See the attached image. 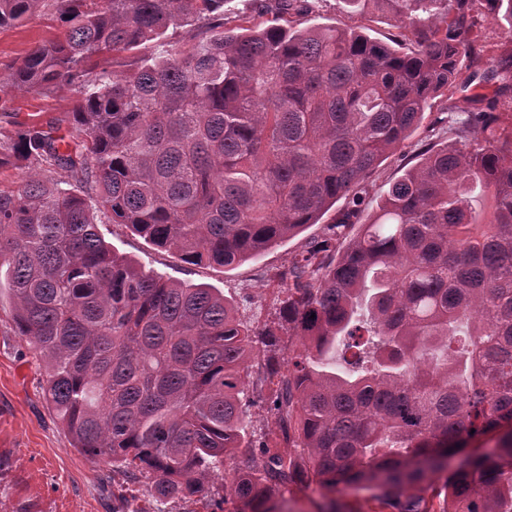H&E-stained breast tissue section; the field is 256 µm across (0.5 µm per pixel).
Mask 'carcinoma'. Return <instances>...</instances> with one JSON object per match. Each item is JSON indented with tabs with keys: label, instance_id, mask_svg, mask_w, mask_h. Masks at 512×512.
<instances>
[{
	"label": "carcinoma",
	"instance_id": "obj_1",
	"mask_svg": "<svg viewBox=\"0 0 512 512\" xmlns=\"http://www.w3.org/2000/svg\"><path fill=\"white\" fill-rule=\"evenodd\" d=\"M42 2L0 0V29ZM55 2L63 34L6 81L72 87L70 131H0V168L26 169L0 188V272L47 404L121 473L128 512H149L135 485L192 497L235 455L237 512H282L295 487L371 491L388 512H512V126L497 112L512 49L473 35L479 15L512 19V0H369L411 35L404 51L354 29H226L224 0ZM192 23V43L109 66ZM486 56L502 83L458 87L459 60ZM438 97L460 144L424 150L373 218L347 210L274 272L275 330L100 231L123 224L191 265L256 259L359 198Z\"/></svg>",
	"mask_w": 512,
	"mask_h": 512
}]
</instances>
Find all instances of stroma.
<instances>
[{"instance_id": "35a3bbf8", "label": "stroma", "mask_w": 512, "mask_h": 512, "mask_svg": "<svg viewBox=\"0 0 512 512\" xmlns=\"http://www.w3.org/2000/svg\"><path fill=\"white\" fill-rule=\"evenodd\" d=\"M275 0H226L224 24L232 27L241 18L265 27L276 16ZM292 26L314 24L339 28H362L372 39L389 44L399 41L400 29L394 16L365 5L353 10L342 0H299L298 11L290 12ZM55 6L47 0L44 8L23 25L0 29V74H8L36 44L59 34ZM10 108L0 111V129L17 123L43 124L66 118L75 93L57 86L40 93L9 91ZM445 101H436L429 116L436 122V134L420 129L391 154L366 179L364 214L377 211L381 197L403 172L420 160L425 142L442 147L455 142L448 127ZM347 200L336 202L318 221L299 235L269 249L260 259L232 268L183 263L168 250L157 248L132 234L124 225L105 224L101 231L120 254L175 280H187L215 288L236 300L241 318L258 324L274 319L277 290L271 280L276 268L302 251L306 243L320 236L326 225L335 223ZM45 372L30 344L15 335L10 320V300L0 298V512H112V467L92 463L76 448L48 408L42 394ZM247 460L237 455L224 462L221 477L205 491L188 500L165 502L164 512H210L219 500L224 479L245 469Z\"/></svg>"}]
</instances>
